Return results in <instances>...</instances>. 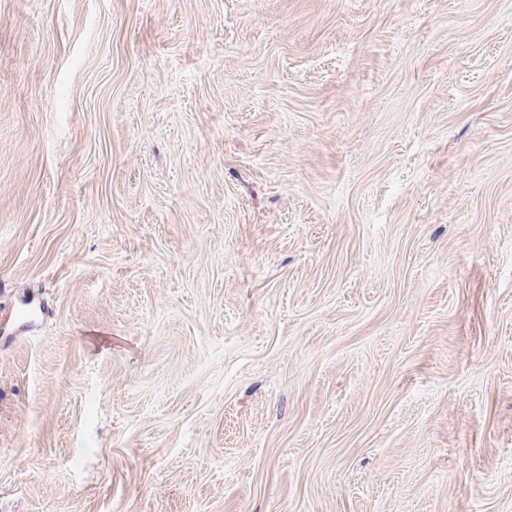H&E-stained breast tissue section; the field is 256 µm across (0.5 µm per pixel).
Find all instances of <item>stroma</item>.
I'll return each instance as SVG.
<instances>
[{
  "instance_id": "obj_1",
  "label": "stroma",
  "mask_w": 512,
  "mask_h": 512,
  "mask_svg": "<svg viewBox=\"0 0 512 512\" xmlns=\"http://www.w3.org/2000/svg\"><path fill=\"white\" fill-rule=\"evenodd\" d=\"M0 512H512V0H0Z\"/></svg>"
}]
</instances>
